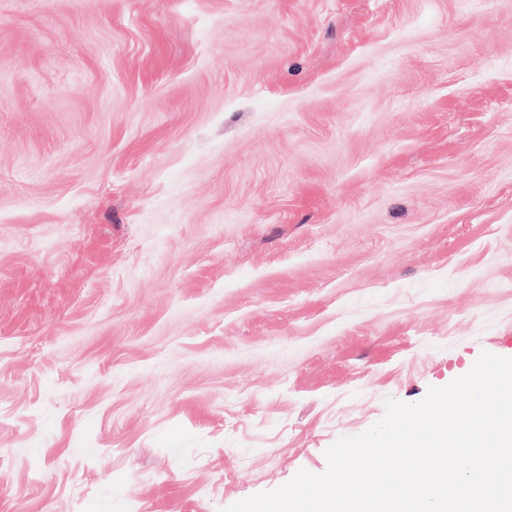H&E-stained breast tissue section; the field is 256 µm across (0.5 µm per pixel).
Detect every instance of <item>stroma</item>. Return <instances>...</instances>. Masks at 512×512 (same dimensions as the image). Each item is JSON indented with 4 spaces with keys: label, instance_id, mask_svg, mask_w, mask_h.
I'll return each instance as SVG.
<instances>
[{
    "label": "stroma",
    "instance_id": "obj_1",
    "mask_svg": "<svg viewBox=\"0 0 512 512\" xmlns=\"http://www.w3.org/2000/svg\"><path fill=\"white\" fill-rule=\"evenodd\" d=\"M512 357V0H0V512H223Z\"/></svg>",
    "mask_w": 512,
    "mask_h": 512
}]
</instances>
